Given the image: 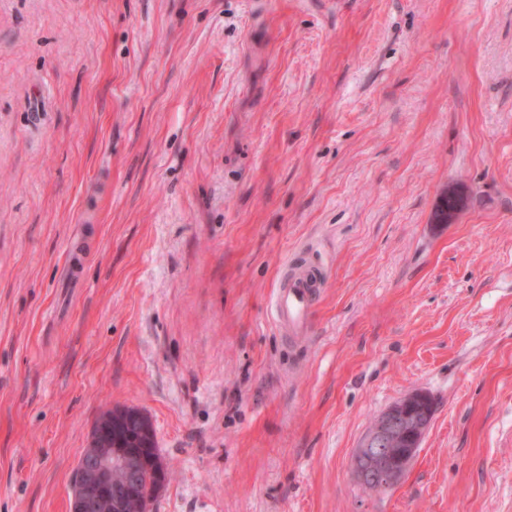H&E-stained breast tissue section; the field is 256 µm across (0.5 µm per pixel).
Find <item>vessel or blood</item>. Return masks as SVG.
Returning <instances> with one entry per match:
<instances>
[{
	"label": "vessel or blood",
	"mask_w": 512,
	"mask_h": 512,
	"mask_svg": "<svg viewBox=\"0 0 512 512\" xmlns=\"http://www.w3.org/2000/svg\"><path fill=\"white\" fill-rule=\"evenodd\" d=\"M319 288L320 275L314 269L298 265L286 272L274 293L276 323L287 328L291 335H308L313 328Z\"/></svg>",
	"instance_id": "obj_1"
}]
</instances>
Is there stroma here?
Returning a JSON list of instances; mask_svg holds the SVG:
<instances>
[{
    "label": "stroma",
    "instance_id": "stroma-1",
    "mask_svg": "<svg viewBox=\"0 0 512 512\" xmlns=\"http://www.w3.org/2000/svg\"><path fill=\"white\" fill-rule=\"evenodd\" d=\"M115 407L150 512H512V0H0V512H70ZM320 274L313 268L297 264L286 273L274 293V312L277 324L292 336H307L313 328L315 302L319 294ZM425 403L424 392H410L373 425L353 457V472L360 483L383 491L404 477L431 420L425 407L414 408Z\"/></svg>",
    "mask_w": 512,
    "mask_h": 512
}]
</instances>
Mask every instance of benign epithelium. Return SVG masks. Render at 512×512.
<instances>
[{
	"instance_id": "benign-epithelium-1",
	"label": "benign epithelium",
	"mask_w": 512,
	"mask_h": 512,
	"mask_svg": "<svg viewBox=\"0 0 512 512\" xmlns=\"http://www.w3.org/2000/svg\"><path fill=\"white\" fill-rule=\"evenodd\" d=\"M425 394L413 391L393 403L356 448V479L375 491L395 486L410 467L430 423ZM150 419L135 409L100 418L91 432L71 489V512H100L104 505L125 512L137 500L141 469L154 462Z\"/></svg>"
}]
</instances>
